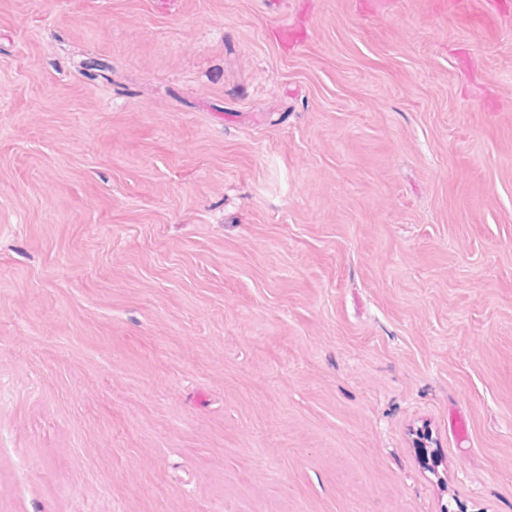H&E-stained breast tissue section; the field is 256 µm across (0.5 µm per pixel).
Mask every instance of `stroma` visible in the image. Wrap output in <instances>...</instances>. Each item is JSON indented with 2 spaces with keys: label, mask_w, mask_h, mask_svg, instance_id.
<instances>
[{
  "label": "stroma",
  "mask_w": 512,
  "mask_h": 512,
  "mask_svg": "<svg viewBox=\"0 0 512 512\" xmlns=\"http://www.w3.org/2000/svg\"><path fill=\"white\" fill-rule=\"evenodd\" d=\"M503 2L0 0V512H512Z\"/></svg>",
  "instance_id": "obj_1"
}]
</instances>
